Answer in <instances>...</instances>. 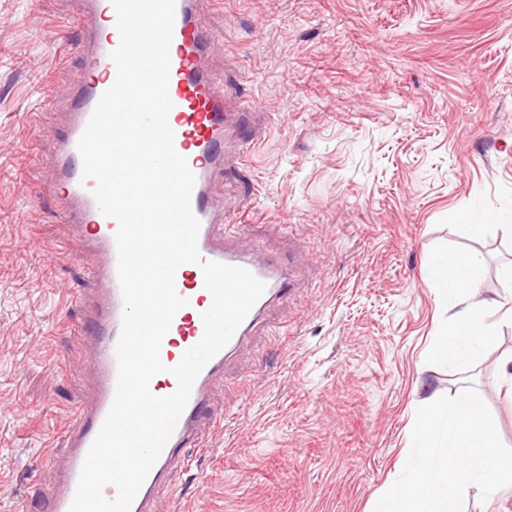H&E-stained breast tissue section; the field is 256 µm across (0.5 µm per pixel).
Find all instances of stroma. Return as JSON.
Here are the masks:
<instances>
[{
  "label": "stroma",
  "instance_id": "obj_1",
  "mask_svg": "<svg viewBox=\"0 0 512 512\" xmlns=\"http://www.w3.org/2000/svg\"><path fill=\"white\" fill-rule=\"evenodd\" d=\"M227 109L260 141L213 197L299 293L214 391L223 428L191 473L198 512H374L420 405L474 387L512 446L501 386L512 327L464 363L438 330L511 285L512 0H198ZM70 0H0V512L52 484L63 427L92 394L66 305L87 282L54 209L53 153L82 67ZM47 112L49 126L34 113ZM483 225L473 234L471 225ZM462 254L477 292L428 264Z\"/></svg>",
  "mask_w": 512,
  "mask_h": 512
}]
</instances>
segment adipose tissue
I'll return each mask as SVG.
<instances>
[{
    "mask_svg": "<svg viewBox=\"0 0 512 512\" xmlns=\"http://www.w3.org/2000/svg\"><path fill=\"white\" fill-rule=\"evenodd\" d=\"M430 274L437 278L444 294L455 296L463 291H475L479 284L478 270L465 256L432 262ZM512 326V289L502 295L482 299L460 314L458 320L437 336L433 354L436 358L458 362L465 360L474 341L492 342L497 324Z\"/></svg>",
    "mask_w": 512,
    "mask_h": 512,
    "instance_id": "1",
    "label": "adipose tissue"
}]
</instances>
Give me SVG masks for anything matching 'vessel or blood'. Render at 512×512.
Masks as SVG:
<instances>
[{
	"instance_id": "1",
	"label": "vessel or blood",
	"mask_w": 512,
	"mask_h": 512,
	"mask_svg": "<svg viewBox=\"0 0 512 512\" xmlns=\"http://www.w3.org/2000/svg\"><path fill=\"white\" fill-rule=\"evenodd\" d=\"M81 35L87 42L83 69L69 91L71 110L67 131L46 160L55 180L58 215L70 227L71 240L80 242L93 260L90 277L92 293L76 292L72 300L83 307L85 319L74 325L76 340L85 346L83 367L93 378L90 398L77 405L66 428V454L62 461L46 458L56 470L53 486L38 493L39 512H68L84 458L112 405L117 383L115 347L120 335L124 310L117 276V248L114 239L117 223L103 216L93 197L95 182L83 178L78 141L100 96L113 84L116 67L110 58L119 44L118 31H104L101 18L113 13L111 0H74ZM211 34L197 12V0H176L173 39L170 45L169 96L173 107L168 122L175 135L177 151L186 157L196 176L191 207L201 223L198 248L200 263H187L176 272L178 294L187 299L171 324L162 348L161 359L168 367L176 365L185 350L202 337L201 315L210 308L212 296L204 287L201 265L216 261L248 269L266 284L262 297L253 306L229 343L213 357L197 377L190 399L148 477L139 490L132 512H185L177 495L161 498L170 484L176 463L191 464L192 452L207 443L203 424L220 426L224 411L213 400L215 386L224 378V365L245 347L249 336L262 324L270 309L284 302L294 291V269L283 262L255 256L243 247L225 244L227 234L243 235L242 225L232 223L223 209L214 205L211 185L224 169L228 134H237L238 160H246L255 133L238 128L225 109L223 81L209 65Z\"/></svg>"
}]
</instances>
